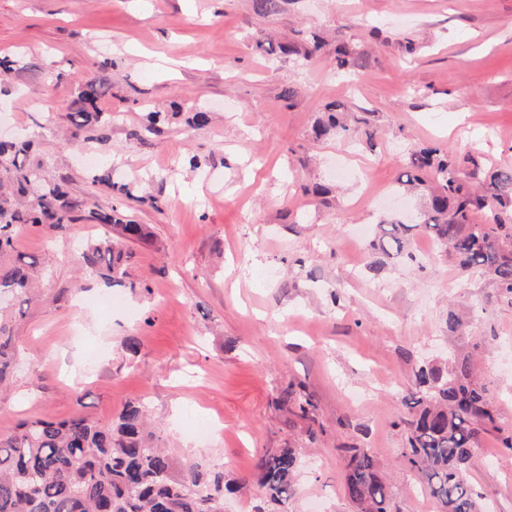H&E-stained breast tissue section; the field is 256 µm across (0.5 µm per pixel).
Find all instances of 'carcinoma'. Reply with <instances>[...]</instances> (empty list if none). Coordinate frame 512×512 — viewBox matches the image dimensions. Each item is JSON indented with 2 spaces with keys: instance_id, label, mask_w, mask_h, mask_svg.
<instances>
[{
  "instance_id": "1",
  "label": "carcinoma",
  "mask_w": 512,
  "mask_h": 512,
  "mask_svg": "<svg viewBox=\"0 0 512 512\" xmlns=\"http://www.w3.org/2000/svg\"><path fill=\"white\" fill-rule=\"evenodd\" d=\"M336 66H364L362 53L349 45L336 48ZM109 89L108 79L86 82L72 102L79 131L108 123L96 111ZM342 104L327 108V119L313 127L314 138L344 136ZM30 139L0 140V174L9 177L12 192L0 190V256L14 247L23 224L69 229L74 204L61 182L43 178V162L29 160ZM459 170L447 150L435 144L413 150L401 183L413 185L428 175L434 188L420 222L391 224L387 255L404 252L406 233L418 230L449 249L459 269L490 278L499 296L512 302V167H491L468 159ZM492 217L481 224L475 217ZM90 218L106 228L104 236L81 253L84 266L106 281L126 276L122 241L143 237L142 225L123 219L116 210L92 211ZM38 261L19 257L0 263V293L19 304L42 299L33 286ZM15 352L14 317L0 307V386L7 380ZM408 417L402 462L416 471L437 512H492L484 496L467 480L473 448L497 426V410L488 397L470 357L456 358L443 370L422 366L405 398ZM343 487L355 512H392L387 480L369 448H346ZM297 449L266 451L255 462L254 476L263 500L287 502L296 493ZM236 485L224 470L206 459L178 464L147 431V414L129 402L107 423L75 414L61 421L32 419L17 431L0 436V512H224V492Z\"/></svg>"
}]
</instances>
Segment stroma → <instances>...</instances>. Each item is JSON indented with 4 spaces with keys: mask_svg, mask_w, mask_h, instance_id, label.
<instances>
[{
    "mask_svg": "<svg viewBox=\"0 0 512 512\" xmlns=\"http://www.w3.org/2000/svg\"><path fill=\"white\" fill-rule=\"evenodd\" d=\"M315 37L321 54L305 60ZM341 44L366 67L337 72ZM4 55L15 67L0 76V138L37 132L31 161L80 207L68 232L26 226L15 240L40 263L43 299L15 316L0 435L28 419L106 422L140 402L177 458L243 483L224 512H252L257 456L291 442L302 454L285 512H353L339 453L350 445L373 450L393 512H436L401 461L403 398L418 366L469 355L499 429L467 479L512 512V304L424 234H409L406 258L372 246L381 225L414 223L426 205V186L399 182L411 145L512 165V0H282L267 14L254 0H0ZM97 75L110 82L97 102L110 140L85 132L74 149L71 102ZM338 101L367 115L373 145L358 124L313 139ZM199 108L207 126L191 122ZM151 111L167 116L162 134L135 138ZM85 154L111 185L92 184ZM316 182L326 196L307 193ZM113 207L145 228L120 285L81 261L103 234L90 210ZM452 311L465 320L454 334ZM290 388L312 398L313 419L283 403Z\"/></svg>",
    "mask_w": 512,
    "mask_h": 512,
    "instance_id": "obj_1",
    "label": "stroma"
}]
</instances>
